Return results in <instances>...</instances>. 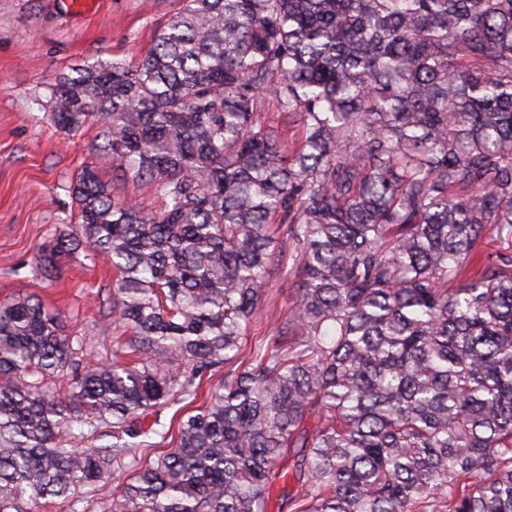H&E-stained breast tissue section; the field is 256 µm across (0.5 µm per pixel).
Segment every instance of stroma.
Returning a JSON list of instances; mask_svg holds the SVG:
<instances>
[{
	"mask_svg": "<svg viewBox=\"0 0 512 512\" xmlns=\"http://www.w3.org/2000/svg\"><path fill=\"white\" fill-rule=\"evenodd\" d=\"M178 7L179 0H98L74 12L62 0H0V300L35 294L62 309L67 333L88 342L86 366L112 356L117 331L104 305L112 268L80 252L46 277L34 257L66 231L75 210L71 182L84 165L96 164L103 182L144 209L158 202L149 187L117 184L112 167L99 163L96 128L67 136L54 125L49 85L79 65L137 62ZM267 296L255 329L271 335L294 302V279L271 269Z\"/></svg>",
	"mask_w": 512,
	"mask_h": 512,
	"instance_id": "1",
	"label": "stroma"
}]
</instances>
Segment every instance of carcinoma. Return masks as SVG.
Instances as JSON below:
<instances>
[{
    "label": "carcinoma",
    "mask_w": 512,
    "mask_h": 512,
    "mask_svg": "<svg viewBox=\"0 0 512 512\" xmlns=\"http://www.w3.org/2000/svg\"><path fill=\"white\" fill-rule=\"evenodd\" d=\"M51 96L161 206L87 166L35 255L112 265V361L0 301V512H78L116 471L110 512H268L292 478L289 512H512V252L463 274L512 237V0H181ZM275 266L294 306L254 336ZM512 251V239L491 231L480 245V255L483 260L495 259L500 253Z\"/></svg>",
    "instance_id": "1"
}]
</instances>
